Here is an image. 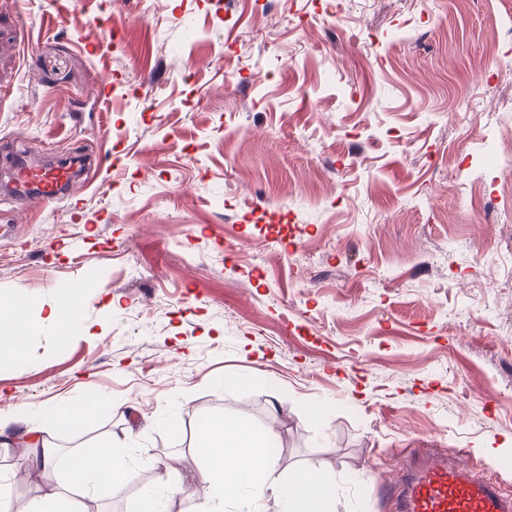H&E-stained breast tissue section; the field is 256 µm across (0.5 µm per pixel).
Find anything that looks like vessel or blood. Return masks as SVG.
I'll use <instances>...</instances> for the list:
<instances>
[{"mask_svg": "<svg viewBox=\"0 0 512 512\" xmlns=\"http://www.w3.org/2000/svg\"><path fill=\"white\" fill-rule=\"evenodd\" d=\"M80 173L72 165H35L17 156L8 178L14 194L36 204L69 196ZM392 512H512V495L469 465L429 456L404 471Z\"/></svg>", "mask_w": 512, "mask_h": 512, "instance_id": "obj_1", "label": "vessel or blood"}]
</instances>
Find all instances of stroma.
I'll use <instances>...</instances> for the list:
<instances>
[{
    "label": "stroma",
    "mask_w": 512,
    "mask_h": 512,
    "mask_svg": "<svg viewBox=\"0 0 512 512\" xmlns=\"http://www.w3.org/2000/svg\"><path fill=\"white\" fill-rule=\"evenodd\" d=\"M18 150L90 175L0 196V298L74 306L0 360V471L95 401L54 445L112 444L137 477L93 512H197L221 417L274 431L275 482L332 475L333 512H392L420 448L512 493V0H0ZM96 405L95 402H91L84 404L75 411L49 414L44 418L40 431H28L22 439L27 448H30L24 463L25 466L28 469L44 470L53 462L58 463L57 450L48 443L46 437L58 429L62 423L79 424L94 411Z\"/></svg>",
    "instance_id": "1"
}]
</instances>
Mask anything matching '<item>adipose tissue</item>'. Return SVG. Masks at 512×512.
<instances>
[{"label":"adipose tissue","instance_id":"adipose-tissue-1","mask_svg":"<svg viewBox=\"0 0 512 512\" xmlns=\"http://www.w3.org/2000/svg\"><path fill=\"white\" fill-rule=\"evenodd\" d=\"M70 313V301L62 299L49 305L46 318L34 320L19 304L0 300V322L23 325L19 333L0 331V358H22L20 334L40 333L46 323L65 319ZM94 409V404L87 403L75 411L47 415L40 431L27 432L23 437L29 450L26 467L43 470L56 462L57 450L48 443V436L61 424H79ZM275 440L272 432L255 429L241 420L222 418L204 424L199 431V445L205 448L208 463L198 469L195 477L202 497L198 512H223L225 499L241 490L248 495V512H266L271 498L278 502L280 512H331L336 483L330 475L300 471L288 483L271 481L269 447ZM63 462L66 484L44 498L40 512H77L73 490L104 486L114 491L135 478L115 448L108 445L72 453Z\"/></svg>","mask_w":512,"mask_h":512}]
</instances>
